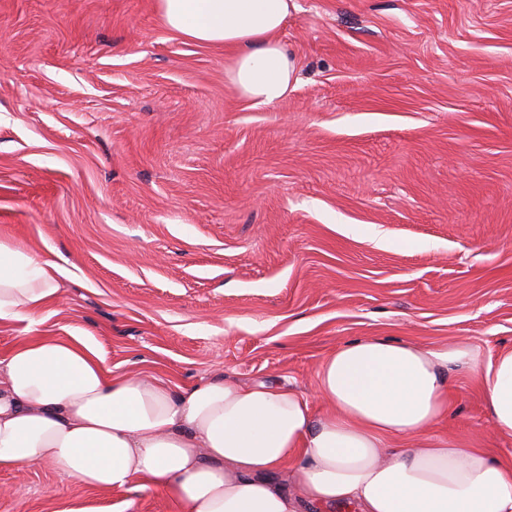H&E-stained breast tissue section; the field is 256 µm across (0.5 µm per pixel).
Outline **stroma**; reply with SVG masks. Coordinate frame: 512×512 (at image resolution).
Instances as JSON below:
<instances>
[{"instance_id": "35a3bbf8", "label": "stroma", "mask_w": 512, "mask_h": 512, "mask_svg": "<svg viewBox=\"0 0 512 512\" xmlns=\"http://www.w3.org/2000/svg\"><path fill=\"white\" fill-rule=\"evenodd\" d=\"M254 107L154 0H0V240L54 252L46 322L116 371L309 394L360 336L512 349V0H296ZM439 431L512 459L470 375ZM0 512H176L45 466Z\"/></svg>"}]
</instances>
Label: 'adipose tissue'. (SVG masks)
Returning a JSON list of instances; mask_svg holds the SVG:
<instances>
[{"label": "adipose tissue", "instance_id": "ef3b65f1", "mask_svg": "<svg viewBox=\"0 0 512 512\" xmlns=\"http://www.w3.org/2000/svg\"><path fill=\"white\" fill-rule=\"evenodd\" d=\"M295 6L155 0L169 30L224 49L228 84L255 107L297 80L279 39ZM63 272L0 240V323L24 331L0 350V472L44 464L90 489L160 491L177 512H512V460L436 432L462 368L493 429L512 438V350L485 363L464 340L362 336L322 358L311 398L228 377L181 386L113 372L93 337L45 332Z\"/></svg>", "mask_w": 512, "mask_h": 512}]
</instances>
